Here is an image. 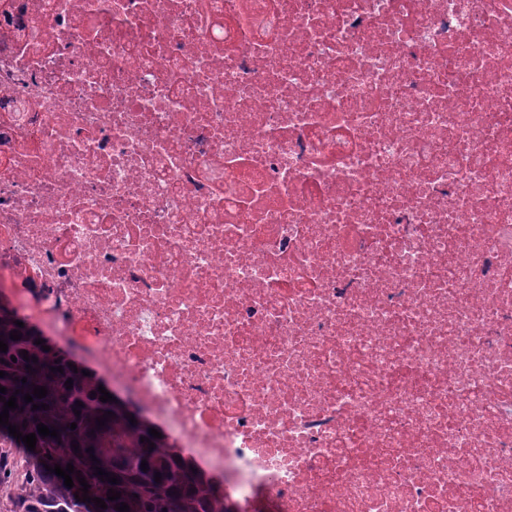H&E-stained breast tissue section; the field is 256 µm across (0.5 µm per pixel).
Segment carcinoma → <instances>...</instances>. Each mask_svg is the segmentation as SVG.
<instances>
[{
    "label": "carcinoma",
    "mask_w": 512,
    "mask_h": 512,
    "mask_svg": "<svg viewBox=\"0 0 512 512\" xmlns=\"http://www.w3.org/2000/svg\"><path fill=\"white\" fill-rule=\"evenodd\" d=\"M17 320L13 311L0 303V340L8 345L7 351H0V371L7 373L0 377V386L7 388L4 398L14 395L18 404L9 411V423L24 435L37 434V443L36 449L29 450L22 440L10 435L8 427L0 426V439L9 443L7 448L0 447V512H90L89 502L75 498V494H83L80 477L90 485L88 496L105 501L107 508L99 512H117L116 506L123 502L129 512H226L224 498L215 495L209 480L192 471L188 462L177 460L165 438L152 437L150 425L137 412L123 402L100 401V383L94 376L82 375L80 368L71 369L70 360L54 350H43V345L35 344L42 335L31 326L16 325ZM13 331L21 332V338L10 339ZM23 350L38 361L24 360ZM59 366L63 372L51 371ZM69 379L73 382L70 389L65 385ZM36 386L47 388L46 397L25 402V394L33 393ZM78 401L83 402L79 409ZM35 404H46L49 409L35 410ZM76 409L81 414H75ZM108 411L114 416L105 426H98L97 419ZM131 415L134 424L129 421ZM73 422L77 424L74 430ZM40 423L57 429L59 437L38 435ZM75 444L79 445L77 453ZM90 447L93 451L89 453ZM144 460L145 470L141 469ZM69 463L74 466L71 488L64 485V478L46 470L57 464L64 469ZM94 465L114 474L119 483L101 480L92 469ZM157 472L161 473L158 483ZM111 489L120 492L121 498L108 500Z\"/></svg>",
    "instance_id": "carcinoma-1"
}]
</instances>
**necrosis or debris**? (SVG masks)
<instances>
[{"mask_svg":"<svg viewBox=\"0 0 512 512\" xmlns=\"http://www.w3.org/2000/svg\"><path fill=\"white\" fill-rule=\"evenodd\" d=\"M0 298L232 512H512V0H0Z\"/></svg>","mask_w":512,"mask_h":512,"instance_id":"4bbe7bcc","label":"necrosis or debris"}]
</instances>
